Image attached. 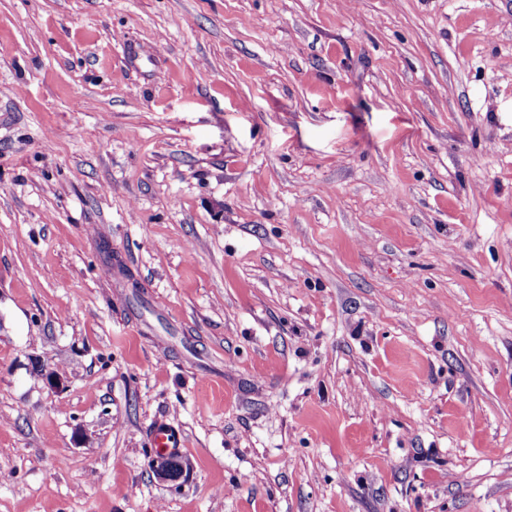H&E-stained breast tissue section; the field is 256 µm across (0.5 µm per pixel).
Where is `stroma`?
<instances>
[{
	"instance_id": "obj_1",
	"label": "stroma",
	"mask_w": 512,
	"mask_h": 512,
	"mask_svg": "<svg viewBox=\"0 0 512 512\" xmlns=\"http://www.w3.org/2000/svg\"><path fill=\"white\" fill-rule=\"evenodd\" d=\"M0 512H512V0H0ZM153 450L160 455H174L183 448V440L180 434L168 425L155 426L150 435Z\"/></svg>"
}]
</instances>
